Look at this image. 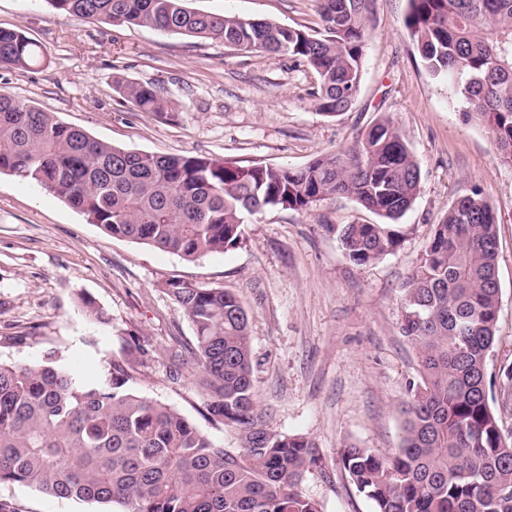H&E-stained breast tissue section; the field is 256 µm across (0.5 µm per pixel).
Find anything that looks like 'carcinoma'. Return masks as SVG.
<instances>
[{"label": "carcinoma", "instance_id": "obj_1", "mask_svg": "<svg viewBox=\"0 0 512 512\" xmlns=\"http://www.w3.org/2000/svg\"><path fill=\"white\" fill-rule=\"evenodd\" d=\"M54 9L107 24L221 40L246 51L286 54L318 77L314 107L348 111L363 77L371 0H316L321 27L190 9L186 0H46ZM404 26L427 71L452 75L467 120L490 133L512 164V0H408ZM41 46L0 29V65L30 69ZM133 109L164 116L153 85L113 78ZM35 182L91 224L192 260L237 245L248 215L307 211L336 196L354 199L382 224H344L338 238L364 265L396 250L393 227L415 203L420 169L388 119L347 148L292 169L241 166L202 155L130 151L91 137L0 93V173ZM496 215L478 191L448 209L404 287L403 336L419 381L402 409L392 454L347 445L339 460L374 512H512V428L493 410L512 395V365L487 379L501 289ZM166 292L189 319L210 419L241 434L243 448L215 444L175 408L137 395L133 367L112 363V383L85 386L54 353L41 362L0 363V484H23L113 512H319L299 485L320 467L304 436L269 435L259 420L248 315L222 288L182 281ZM499 390H494V387Z\"/></svg>", "mask_w": 512, "mask_h": 512}]
</instances>
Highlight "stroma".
Returning <instances> with one entry per match:
<instances>
[{"label": "stroma", "mask_w": 512, "mask_h": 512, "mask_svg": "<svg viewBox=\"0 0 512 512\" xmlns=\"http://www.w3.org/2000/svg\"><path fill=\"white\" fill-rule=\"evenodd\" d=\"M217 14L315 29L314 0H188ZM407 0H374L364 75L352 107L317 112L315 72L287 55L240 51L219 40L147 27L106 25L52 8L47 0H0V28L18 29L45 59L0 65V92L30 102L97 140L160 154H202L248 165L299 168L351 145L389 117L421 172L420 193L399 220L400 246L353 263L336 232L379 216L348 197L310 210L282 207L247 218L235 248L195 260L118 239L33 182L0 174V362L54 353L86 385L108 384L113 361L136 369L132 389L168 404L215 444L236 450L239 433L204 418L190 322L165 293L182 280L234 292L249 315L253 380L262 421L278 436L314 442L321 465L300 484L321 512H374L350 484L339 451L353 443L399 448V410L419 360L400 332L404 285L435 224L480 190L497 218L501 305L489 376L512 364V165L484 127L468 122L451 78L426 70L403 19ZM153 84L173 111L133 110L113 77ZM105 313L98 322L83 302ZM14 512H107L33 487L0 484Z\"/></svg>", "instance_id": "obj_1"}]
</instances>
